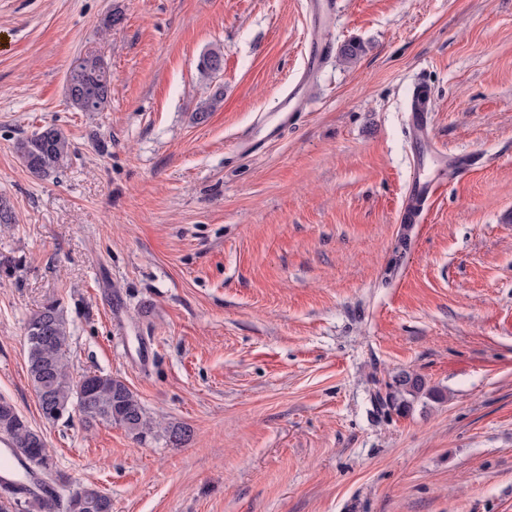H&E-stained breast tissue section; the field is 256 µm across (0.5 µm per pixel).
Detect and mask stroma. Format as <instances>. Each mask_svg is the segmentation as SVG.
<instances>
[{
    "label": "stroma",
    "mask_w": 512,
    "mask_h": 512,
    "mask_svg": "<svg viewBox=\"0 0 512 512\" xmlns=\"http://www.w3.org/2000/svg\"><path fill=\"white\" fill-rule=\"evenodd\" d=\"M308 26L309 0H0V396L112 512H512V0H337L309 111L235 154ZM90 54L102 112L66 98ZM419 81L434 138L478 161L407 226ZM50 124L72 151L38 179L14 144ZM52 300L72 376L123 380L184 445L42 418L25 325ZM403 370L436 395L400 414L375 394ZM224 69V50L219 46L206 49L201 55L198 70L205 79H211ZM66 97L80 112H102L112 99V76L108 64L99 56L79 58L66 79Z\"/></svg>",
    "instance_id": "35a3bbf8"
}]
</instances>
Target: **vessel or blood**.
Here are the masks:
<instances>
[{
  "mask_svg": "<svg viewBox=\"0 0 512 512\" xmlns=\"http://www.w3.org/2000/svg\"><path fill=\"white\" fill-rule=\"evenodd\" d=\"M310 7V51L305 68L309 74L331 50L321 31L335 14L336 0H311ZM306 105L301 85L292 86L273 109L259 114L252 126L238 133L233 141L235 152L250 155L258 150L260 143L278 139L292 125L296 113L303 111ZM432 107L433 99L427 85L421 82L414 84L406 129L416 152L407 194L397 215L401 224L425 223L432 204L446 185L445 171H453L459 177L475 163L474 158L468 156L449 157L447 149L433 140Z\"/></svg>",
  "mask_w": 512,
  "mask_h": 512,
  "instance_id": "vessel-or-blood-1",
  "label": "vessel or blood"
}]
</instances>
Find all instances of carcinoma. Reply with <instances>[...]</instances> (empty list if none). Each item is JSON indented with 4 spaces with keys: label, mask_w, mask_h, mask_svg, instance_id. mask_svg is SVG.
Wrapping results in <instances>:
<instances>
[{
    "label": "carcinoma",
    "mask_w": 512,
    "mask_h": 512,
    "mask_svg": "<svg viewBox=\"0 0 512 512\" xmlns=\"http://www.w3.org/2000/svg\"><path fill=\"white\" fill-rule=\"evenodd\" d=\"M224 69V50L219 46L206 49L198 70L205 79ZM66 97L80 112H103L112 99V76L108 64L99 56L78 59L66 79ZM224 98L217 86L196 111L204 121ZM16 152L30 174L39 178L55 172L72 151L64 130L45 126L16 142ZM27 375L35 391L41 415L52 422L63 417L67 409H76L84 423H113L125 429L130 438L142 443L154 436L156 424L146 413L137 395L125 382L111 376L89 374L83 387L74 385L68 371L69 331L60 304L45 303L33 313L25 326ZM391 409L403 414L415 400L434 396L435 390L425 380L407 371L391 376L387 383ZM0 440L22 451L24 476L6 481L0 478V512H51L49 494L44 486L64 482L51 461L42 432L33 428L16 406L0 397ZM65 512H112V499L92 486H83L65 498Z\"/></svg>",
    "instance_id": "cac0c4a2"
}]
</instances>
